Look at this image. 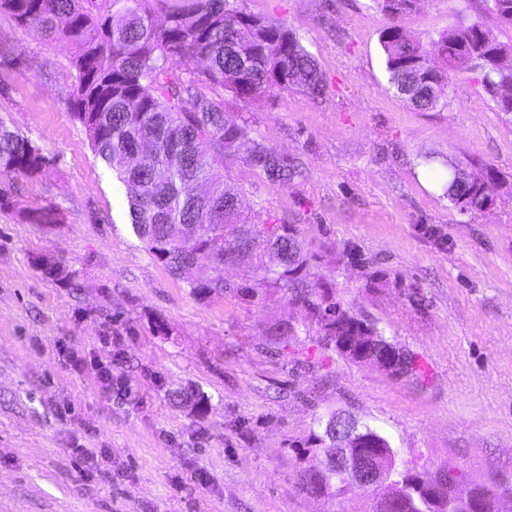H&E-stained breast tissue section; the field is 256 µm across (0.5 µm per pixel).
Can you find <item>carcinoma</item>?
<instances>
[{
    "instance_id": "carcinoma-1",
    "label": "carcinoma",
    "mask_w": 512,
    "mask_h": 512,
    "mask_svg": "<svg viewBox=\"0 0 512 512\" xmlns=\"http://www.w3.org/2000/svg\"><path fill=\"white\" fill-rule=\"evenodd\" d=\"M117 2L0 0V13L74 48L70 62L77 81L68 94L69 108L95 154L126 185L129 221L148 253L175 277L198 269L190 287L199 297L231 288L224 280V257L236 262L246 258L259 287L283 288L303 304L327 348L359 362L336 344V337L355 328L369 334L368 354L383 353L393 342L376 324L353 315L334 290L307 282L313 255L296 228L276 224L266 229L263 250L245 246L238 230L247 228L253 239L255 225L240 210L239 189L213 178L214 165L238 157L241 145L249 142L246 165L283 185L294 180L291 163L275 160L277 153L251 138L248 125L228 118L224 93L246 106L274 91L317 97L325 85L314 58L288 27L244 12L238 0H168L161 23L153 15L157 0H125L116 12L102 11V5ZM375 2L393 18L408 12L406 0ZM485 10L498 23L512 26V0H490ZM380 41L389 82L396 90L428 81V90L401 95L408 105L435 107L440 83L478 69L499 111L512 112V45L490 39L482 23L454 25L428 49L411 42L397 24L386 26ZM434 56L444 61L445 69H434ZM47 162L41 149L0 121V181L36 174ZM196 180L209 182L206 196L189 192V183ZM444 192L455 204L474 198L476 180L453 166ZM27 217L35 224L61 222L52 206L33 208ZM196 224H218L220 232L193 237ZM266 335L276 346L281 337L296 339L299 333L298 327L275 321ZM313 425L308 448L313 464L300 478L304 491L314 490L330 500L343 496L347 457L368 454L380 460L401 502V507L385 512H448V507L431 501L434 487L449 498L448 486L440 480L448 464L421 466L423 484L411 486L402 477L409 462L381 428L342 411L320 414ZM502 489L509 485L493 481L481 488L480 508L472 512H498Z\"/></svg>"
}]
</instances>
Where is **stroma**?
<instances>
[{"mask_svg":"<svg viewBox=\"0 0 512 512\" xmlns=\"http://www.w3.org/2000/svg\"><path fill=\"white\" fill-rule=\"evenodd\" d=\"M288 25L313 56L322 96L267 95L227 115L286 155V186L241 159L214 167L256 224L294 225L314 259L308 281L410 350L423 378H394L325 348L317 335L271 348L276 320L307 311L284 291L197 297L148 254L126 214L125 185L90 145L66 95L71 49L0 14V120L48 159L18 176L0 209V512H360L366 492L316 499L299 483L316 415L374 423L404 458L461 469L463 490L512 482V114L480 72L454 76L439 104L406 105L388 83L375 0H239ZM480 20L512 44L480 0H418L398 18L422 45ZM456 165L490 180L491 211L465 213L436 176ZM51 205L58 224H33ZM61 260L72 277L44 271ZM380 283H372L373 274ZM112 372L111 385L96 365ZM199 395L202 412L175 396ZM82 448L108 460L86 475Z\"/></svg>","mask_w":512,"mask_h":512,"instance_id":"stroma-1","label":"stroma"}]
</instances>
